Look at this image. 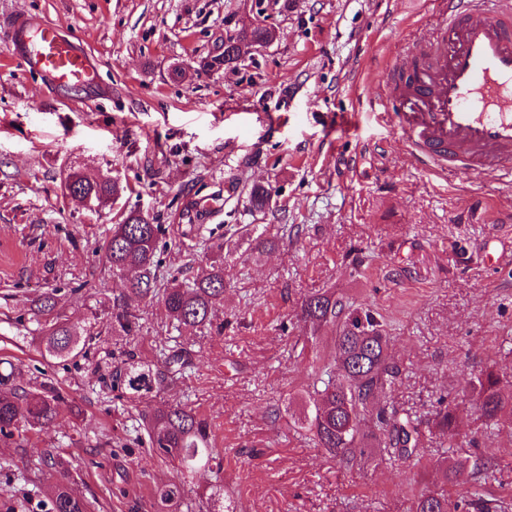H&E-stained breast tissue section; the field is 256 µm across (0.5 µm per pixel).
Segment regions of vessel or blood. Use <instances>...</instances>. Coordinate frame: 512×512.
I'll return each mask as SVG.
<instances>
[{
    "mask_svg": "<svg viewBox=\"0 0 512 512\" xmlns=\"http://www.w3.org/2000/svg\"><path fill=\"white\" fill-rule=\"evenodd\" d=\"M4 27L11 58L67 85L90 84V57L53 25L34 33L13 17ZM404 51L416 63L388 89L409 148L438 174L512 179V0H445L435 50Z\"/></svg>",
    "mask_w": 512,
    "mask_h": 512,
    "instance_id": "b4317fda",
    "label": "vessel or blood"
}]
</instances>
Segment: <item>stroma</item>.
Masks as SVG:
<instances>
[{
    "mask_svg": "<svg viewBox=\"0 0 512 512\" xmlns=\"http://www.w3.org/2000/svg\"><path fill=\"white\" fill-rule=\"evenodd\" d=\"M441 11L440 0H0V17L52 22L96 62L92 85L58 88L2 58L0 31V359L17 384L52 380L67 401L22 447L0 450V503L44 512L66 481L88 512H411L440 485L443 404L494 466L493 493L512 500V432L487 427L466 397L469 374L512 376V184L424 171L386 115L383 68H410L402 45L429 49ZM258 17L275 42L210 66L225 35ZM73 170L121 190L87 207L64 187ZM254 184L274 191L261 212ZM133 211L164 225L163 270L197 274L199 227L223 244L212 325L175 328L152 299L133 340L113 331L126 281L97 248ZM259 235L273 248L256 251ZM327 289L393 338L390 397L422 431L409 460L377 448L352 466L301 427L334 333L306 340L297 316ZM49 290L58 317L93 328L87 358L42 356L31 305ZM129 349L152 364L165 349L191 353L146 403L194 409L224 459L167 508L159 493L175 465L136 440L146 403L105 383ZM49 453L67 471L41 465Z\"/></svg>",
    "mask_w": 512,
    "mask_h": 512,
    "instance_id": "35a3bbf8",
    "label": "stroma"
}]
</instances>
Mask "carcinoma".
Returning a JSON list of instances; mask_svg holds the SVG:
<instances>
[{
  "label": "carcinoma",
  "mask_w": 512,
  "mask_h": 512,
  "mask_svg": "<svg viewBox=\"0 0 512 512\" xmlns=\"http://www.w3.org/2000/svg\"><path fill=\"white\" fill-rule=\"evenodd\" d=\"M69 194L102 204L119 191L109 179L91 180L79 172L67 176ZM271 198L270 190L256 185L250 190V203L262 211ZM165 232L161 224L131 212L112 233L99 252L112 267V274L135 273L127 294L114 302L112 328L129 336L138 327L135 308L147 298L161 297L167 317L179 327L197 328L212 325L214 311L224 303V261L215 259L201 268L191 280L181 281L173 274L166 286L158 287L157 249ZM53 295L43 296L34 314L44 318L38 323L44 353L53 358L86 356L84 336L88 332L52 316ZM302 319L313 331L323 327L335 329L331 354L321 370L307 385L313 409L305 424L317 444L328 454L349 462L367 454L368 449L383 446L395 450L401 459L411 458L420 440L418 424L407 413L388 407L387 386L396 374L389 354L390 337L368 311L352 310L332 293L306 298ZM190 352L177 350L164 354L159 365H145L128 353L112 372L132 394L161 390L173 382L190 364ZM467 397L487 425L512 429V380L489 371L470 379ZM61 392L42 381L34 388L18 387L12 375L0 373V442H7L23 432L52 424L59 415ZM375 412L374 432H360L362 412ZM151 453L177 462V480L160 493L162 505L181 495L186 476L199 471L221 468L223 457L211 443L208 422L191 408L182 405L140 411ZM435 428L448 437L451 445L474 444L462 432L453 409L439 410ZM443 484L437 491L423 490L415 498L414 512H508V504L484 494L496 480L494 469L480 458L470 460L446 457L439 462ZM454 494H448V487ZM47 512H86L83 498L70 486L55 487Z\"/></svg>",
  "instance_id": "cac0c4a2"
}]
</instances>
